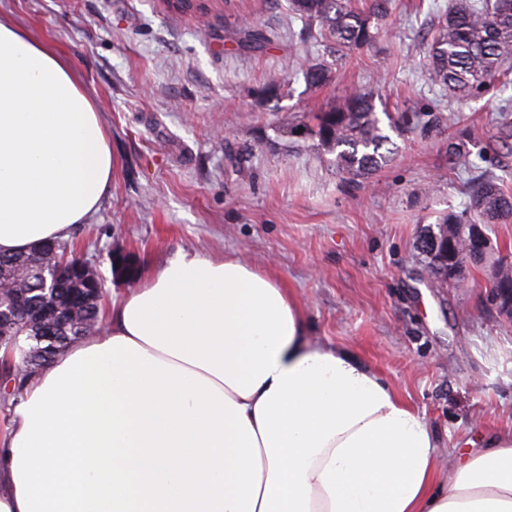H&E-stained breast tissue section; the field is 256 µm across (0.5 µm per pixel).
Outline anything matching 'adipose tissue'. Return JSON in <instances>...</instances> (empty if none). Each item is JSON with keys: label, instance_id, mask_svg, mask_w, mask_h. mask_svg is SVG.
I'll use <instances>...</instances> for the list:
<instances>
[{"label": "adipose tissue", "instance_id": "obj_1", "mask_svg": "<svg viewBox=\"0 0 512 512\" xmlns=\"http://www.w3.org/2000/svg\"><path fill=\"white\" fill-rule=\"evenodd\" d=\"M70 63L0 18V254L69 239L112 182ZM0 512H512V438L435 435L280 278L181 252L12 398Z\"/></svg>", "mask_w": 512, "mask_h": 512}]
</instances>
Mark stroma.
<instances>
[{"instance_id": "35a3bbf8", "label": "stroma", "mask_w": 512, "mask_h": 512, "mask_svg": "<svg viewBox=\"0 0 512 512\" xmlns=\"http://www.w3.org/2000/svg\"><path fill=\"white\" fill-rule=\"evenodd\" d=\"M206 14L162 0H0V16L54 45L94 100L117 166L99 210L71 239L104 280L111 256L146 272L196 250L274 271L304 305L313 337L376 370L435 432L438 455L512 436V316L487 299L486 265L463 286L432 284L417 246L461 212L487 170L512 190V151L488 148L512 126V62L501 84L458 98L423 64L449 0H393L376 44L353 51L320 87L295 63L328 59L301 42L287 0H205ZM249 19L269 39L241 43ZM353 87L390 115L452 111L468 142L391 131L395 158L370 179L343 178L302 126Z\"/></svg>"}]
</instances>
